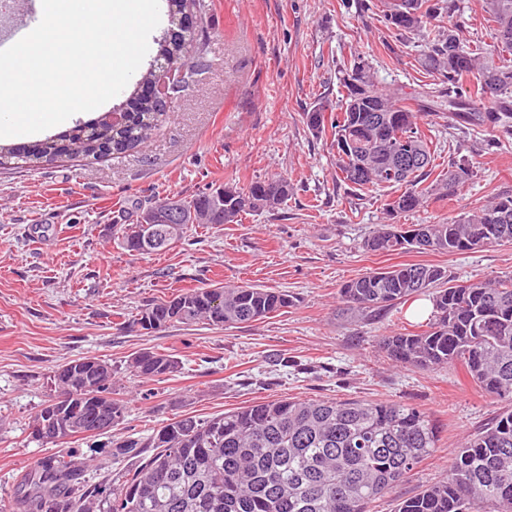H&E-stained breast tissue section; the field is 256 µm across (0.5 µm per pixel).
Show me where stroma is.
<instances>
[{
	"label": "stroma",
	"mask_w": 512,
	"mask_h": 512,
	"mask_svg": "<svg viewBox=\"0 0 512 512\" xmlns=\"http://www.w3.org/2000/svg\"><path fill=\"white\" fill-rule=\"evenodd\" d=\"M209 69L172 100L170 116L140 150L94 160L0 169V500L24 497L38 459L71 453L87 489L107 512L110 493L151 449L117 441L146 437L177 416L205 420L274 398L394 401L427 411L440 427L434 453L369 512L398 504L448 475L463 438L512 403L488 396L464 368L422 372L393 363L377 339L412 333L424 318L399 305L383 316L337 314L343 284L398 263H430L458 279L512 272V245L457 254H378L363 244L388 223L390 190L351 192L336 179L329 140L302 116L322 97L340 99L336 70L367 59L381 84L412 93L429 82L421 39L390 53L384 0H200ZM432 173L452 156L478 175L452 197L399 214L400 224L445 222L512 194V140L492 130H458L427 116ZM285 176L288 200L238 224H196L170 250L139 255L112 231L115 211L152 193L191 196L213 187ZM219 282L279 288L291 307L240 327L174 324L152 333L133 320L148 303ZM173 355L180 373L144 382L128 360L141 350ZM116 368L113 388L128 414L112 434L45 444L30 418L54 393L52 370L83 357Z\"/></svg>",
	"instance_id": "35a3bbf8"
}]
</instances>
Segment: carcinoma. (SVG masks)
<instances>
[{
    "label": "carcinoma",
    "mask_w": 512,
    "mask_h": 512,
    "mask_svg": "<svg viewBox=\"0 0 512 512\" xmlns=\"http://www.w3.org/2000/svg\"><path fill=\"white\" fill-rule=\"evenodd\" d=\"M173 33L157 42L156 58L174 72L164 92L150 96L145 86L159 84L153 69L142 75L126 102L122 124L79 123L64 135L23 149L0 145V163L14 159L98 158L120 144L141 148L167 118V100L183 92L207 67V44L193 20L196 0H171ZM490 23L493 45L484 48L460 38L453 22L458 0H399L384 17L396 42L425 38L421 66L436 75L431 87L406 105L407 93L381 86L369 61L355 56L338 68L343 98L322 97L303 120L316 137L331 136L336 149V180L353 191L388 188L394 217L438 192L454 196L470 181L475 163L465 157L424 185L434 161L432 139L422 128L424 113L448 109V125L487 127L512 137V0H480ZM490 92L494 106L481 109L473 97ZM421 159L397 171L389 147ZM292 191L288 178L275 176L242 187L226 184L211 192L177 199L155 196L135 207L163 213L157 225L160 244L142 245L143 225L114 224L122 244L138 254L169 250L190 224H236L250 212L273 211ZM178 225L175 234L165 228ZM512 244V195L493 198L477 211L440 224H383L365 242L380 254H453L483 246ZM432 294L434 319L414 333L379 338L387 356L419 371L465 366L488 395L512 400V273L493 280H458L445 268L402 263L363 273L340 290L343 312L353 318L377 316L416 296ZM278 288L216 284L188 288L141 309L134 324L143 330L199 322L221 326L252 323L291 306ZM133 376L148 382L173 376L181 361L158 351L128 360ZM112 364L96 357L66 362L53 370L51 384L61 400L46 402L28 426L52 420L59 435L47 444L78 436L106 434L125 421L127 403L112 397ZM439 441L431 415L398 402L356 399H273L200 420H168L148 437H127L117 448H155L132 477L112 491L111 512H368L369 505L404 481L431 455ZM82 463L71 455L42 458L26 480L35 512H96L97 498L84 491ZM398 512H512V410L468 435L448 463V478L399 503Z\"/></svg>",
    "instance_id": "1"
}]
</instances>
